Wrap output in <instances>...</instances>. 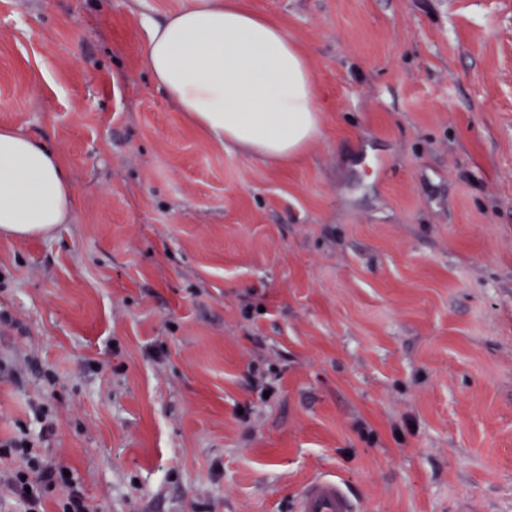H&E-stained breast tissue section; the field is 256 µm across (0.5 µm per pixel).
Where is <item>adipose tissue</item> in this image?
<instances>
[{"mask_svg": "<svg viewBox=\"0 0 512 512\" xmlns=\"http://www.w3.org/2000/svg\"><path fill=\"white\" fill-rule=\"evenodd\" d=\"M144 61L195 124L269 163L299 157L320 131L306 55L242 0H198L148 24ZM72 206L59 155L31 135L0 126V236L51 234L68 223Z\"/></svg>", "mask_w": 512, "mask_h": 512, "instance_id": "1", "label": "adipose tissue"}]
</instances>
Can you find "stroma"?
<instances>
[{
  "mask_svg": "<svg viewBox=\"0 0 512 512\" xmlns=\"http://www.w3.org/2000/svg\"><path fill=\"white\" fill-rule=\"evenodd\" d=\"M195 0H0V125L73 218L0 238V439L94 512H512V0H245L322 116L271 165L143 58ZM356 503L342 484L328 476H317L302 490L297 512H357Z\"/></svg>",
  "mask_w": 512,
  "mask_h": 512,
  "instance_id": "obj_1",
  "label": "stroma"
}]
</instances>
